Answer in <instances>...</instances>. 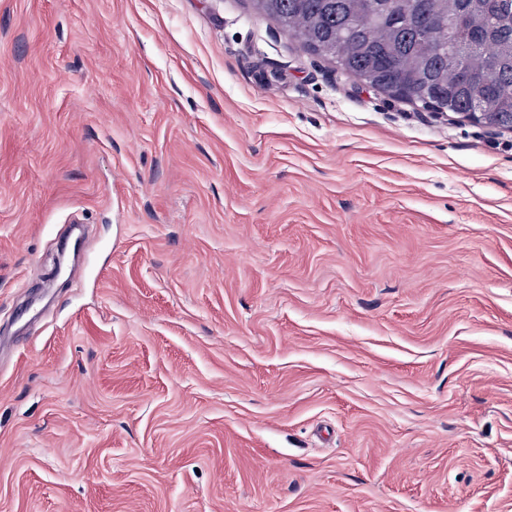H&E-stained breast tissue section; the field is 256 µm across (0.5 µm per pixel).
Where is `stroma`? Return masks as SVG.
<instances>
[{"instance_id": "obj_1", "label": "stroma", "mask_w": 512, "mask_h": 512, "mask_svg": "<svg viewBox=\"0 0 512 512\" xmlns=\"http://www.w3.org/2000/svg\"><path fill=\"white\" fill-rule=\"evenodd\" d=\"M0 512H512V130L0 0Z\"/></svg>"}]
</instances>
